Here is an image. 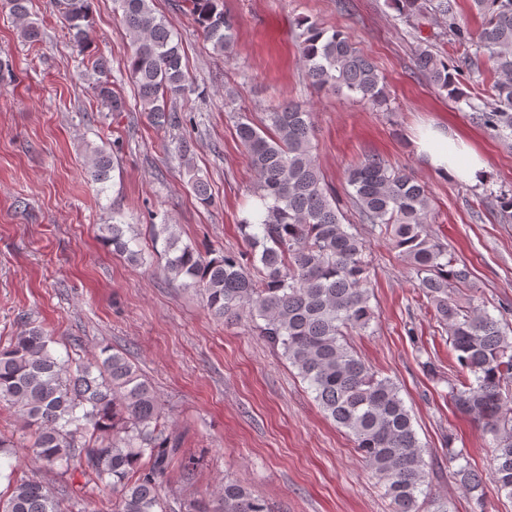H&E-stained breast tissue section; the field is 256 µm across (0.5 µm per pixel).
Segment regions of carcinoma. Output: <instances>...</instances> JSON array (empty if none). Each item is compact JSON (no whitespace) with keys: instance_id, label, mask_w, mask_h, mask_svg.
<instances>
[{"instance_id":"cac0c4a2","label":"carcinoma","mask_w":512,"mask_h":512,"mask_svg":"<svg viewBox=\"0 0 512 512\" xmlns=\"http://www.w3.org/2000/svg\"><path fill=\"white\" fill-rule=\"evenodd\" d=\"M91 0H55L79 50L87 42ZM482 17L471 29L459 16L456 0H392L407 21L431 13L443 23L442 35L462 47L454 64L431 46L415 51V67L472 119L504 139H512V0H472ZM29 0H0L35 42L40 31L29 20ZM198 29L213 49L229 57L235 20L223 0H184ZM117 14L132 44L127 60L141 111L159 126L177 125L172 104L188 91L182 46L152 0H116ZM299 54L309 82L319 89L348 91L371 104L385 99L384 79L350 35L332 34L302 17L297 21ZM98 78L97 100L123 112L125 100L112 89L107 67L91 61ZM487 72L498 75L492 102L476 103L463 90ZM236 136L256 176V198L264 213L240 228L248 244L241 253L203 254L181 244L175 225L162 224L165 271L184 288L204 292L214 317L247 315L263 336L295 368L314 393L326 418L352 438L371 471L382 481L393 512H419V496L430 512H449L448 502L429 498L424 449L400 388L366 364L346 342L349 331L364 332L374 318L370 305L368 245L343 223L336 192L328 187L313 156L312 113L282 103L265 113L263 126L247 117ZM112 160L103 146L88 156V175L106 190ZM348 198L362 223L391 237L448 333L458 366L448 383L454 407L491 436V476L498 493L512 498V337L508 324L470 298L462 303L455 289L469 284L471 272L448 256V248L428 232L430 202L425 186L412 174L368 155L347 172ZM191 188L203 206L213 203L209 182L194 174ZM100 238L133 264L144 254L131 247L126 224L117 216L99 225ZM55 340L24 321L7 346L0 347V402L18 409L29 433L32 462L40 469L74 467L112 487L114 512H172L163 493L180 453L151 385L127 353L103 347L89 356L58 355ZM456 475L477 493L476 512H485V476L460 451L448 450ZM0 495V512H89L88 503L65 487L18 474L16 466ZM178 512H268L238 482H224L218 495L179 500Z\"/></svg>"}]
</instances>
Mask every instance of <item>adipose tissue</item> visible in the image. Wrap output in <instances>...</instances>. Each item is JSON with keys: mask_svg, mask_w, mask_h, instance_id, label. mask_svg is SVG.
<instances>
[{"mask_svg": "<svg viewBox=\"0 0 512 512\" xmlns=\"http://www.w3.org/2000/svg\"><path fill=\"white\" fill-rule=\"evenodd\" d=\"M412 146L442 178L477 185L487 176V164L480 155L439 131L420 134Z\"/></svg>", "mask_w": 512, "mask_h": 512, "instance_id": "obj_1", "label": "adipose tissue"}]
</instances>
